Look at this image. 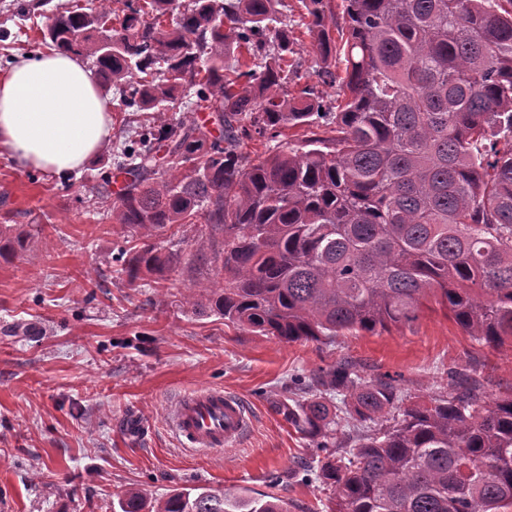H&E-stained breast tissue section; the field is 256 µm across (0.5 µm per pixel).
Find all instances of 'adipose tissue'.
I'll use <instances>...</instances> for the list:
<instances>
[{"label":"adipose tissue","instance_id":"adipose-tissue-1","mask_svg":"<svg viewBox=\"0 0 512 512\" xmlns=\"http://www.w3.org/2000/svg\"><path fill=\"white\" fill-rule=\"evenodd\" d=\"M112 140V114L82 58L55 51L0 70V154L66 178Z\"/></svg>","mask_w":512,"mask_h":512}]
</instances>
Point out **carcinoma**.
Wrapping results in <instances>:
<instances>
[{
  "mask_svg": "<svg viewBox=\"0 0 512 512\" xmlns=\"http://www.w3.org/2000/svg\"><path fill=\"white\" fill-rule=\"evenodd\" d=\"M69 3L35 0L44 40L93 59L100 87L131 112H170L194 96L207 124L141 122L118 154L127 175L112 207L149 239L195 221L222 235L209 309L282 342L409 326L428 298L466 334L512 349V0H300L317 76L336 107L297 83V39L283 0ZM341 60L345 77L332 70ZM316 132L256 162L242 139ZM168 158L167 175L156 154ZM31 233L0 226V259ZM174 256L145 242L123 260L129 283L164 277ZM448 395L405 403L390 376L348 361L275 411L324 451L329 512H512V396L486 401L448 371ZM347 397L330 415L321 388ZM358 435L336 442L341 423ZM118 512H287L281 501L184 488Z\"/></svg>",
  "mask_w": 512,
  "mask_h": 512,
  "instance_id": "1",
  "label": "carcinoma"
}]
</instances>
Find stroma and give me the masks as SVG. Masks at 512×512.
I'll list each match as a JSON object with an SVG mask.
<instances>
[{"label": "stroma", "mask_w": 512, "mask_h": 512, "mask_svg": "<svg viewBox=\"0 0 512 512\" xmlns=\"http://www.w3.org/2000/svg\"><path fill=\"white\" fill-rule=\"evenodd\" d=\"M12 2L0 0L10 33L0 62L43 49L46 18L21 17ZM138 119L113 107L101 161L65 179L0 155V224L41 227L30 251L0 261V512H113L126 489L155 499L192 486L327 512L316 448L272 409L294 380L348 360L364 377H395L416 401L447 395L451 369L476 380L484 399L512 395V351L479 343L432 303L412 326L327 344L225 323L206 297L188 300L216 273L212 248L188 224L153 238L179 257L166 279L129 285L121 256L143 237L111 216L123 176L107 186L101 176ZM201 387L245 402L253 424L239 447L192 452L170 430V406Z\"/></svg>", "instance_id": "obj_1"}]
</instances>
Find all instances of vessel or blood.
<instances>
[{"label":"vessel or blood","instance_id":"obj_1","mask_svg":"<svg viewBox=\"0 0 512 512\" xmlns=\"http://www.w3.org/2000/svg\"><path fill=\"white\" fill-rule=\"evenodd\" d=\"M168 424L187 447L212 452L239 446L252 418L240 397L218 388H200L178 402Z\"/></svg>","mask_w":512,"mask_h":512}]
</instances>
